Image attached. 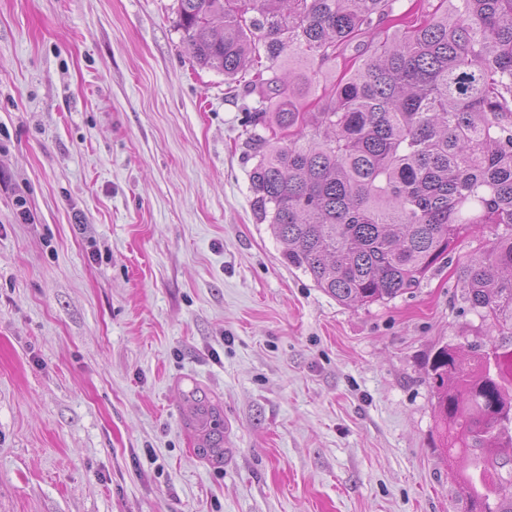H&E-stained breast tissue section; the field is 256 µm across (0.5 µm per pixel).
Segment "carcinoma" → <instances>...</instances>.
<instances>
[{
  "label": "carcinoma",
  "instance_id": "cac0c4a2",
  "mask_svg": "<svg viewBox=\"0 0 512 512\" xmlns=\"http://www.w3.org/2000/svg\"><path fill=\"white\" fill-rule=\"evenodd\" d=\"M177 0L201 67L252 71L257 220L288 263L345 306L417 286L460 236L504 226L460 265L469 311L497 338L437 349L428 375L463 512H512V0ZM354 58L343 62V49ZM329 86L310 108L313 79ZM498 474L497 485L487 482Z\"/></svg>",
  "mask_w": 512,
  "mask_h": 512
}]
</instances>
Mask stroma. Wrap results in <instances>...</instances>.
<instances>
[{
    "label": "stroma",
    "mask_w": 512,
    "mask_h": 512,
    "mask_svg": "<svg viewBox=\"0 0 512 512\" xmlns=\"http://www.w3.org/2000/svg\"><path fill=\"white\" fill-rule=\"evenodd\" d=\"M254 104L176 0H0V512H462L427 369L490 322L289 265Z\"/></svg>",
    "instance_id": "35a3bbf8"
}]
</instances>
